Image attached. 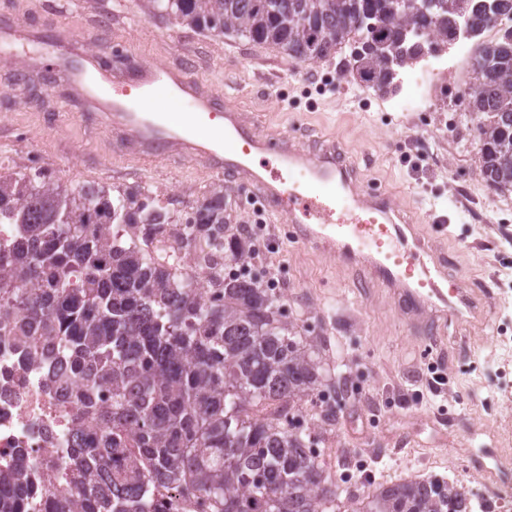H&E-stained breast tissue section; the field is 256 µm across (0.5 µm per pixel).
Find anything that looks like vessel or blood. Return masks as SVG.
<instances>
[{
	"instance_id": "vessel-or-blood-1",
	"label": "vessel or blood",
	"mask_w": 512,
	"mask_h": 512,
	"mask_svg": "<svg viewBox=\"0 0 512 512\" xmlns=\"http://www.w3.org/2000/svg\"><path fill=\"white\" fill-rule=\"evenodd\" d=\"M61 33L49 45L36 39L30 45L53 59L77 92L96 95L126 158L152 169L169 157H188L206 173L249 187L270 219L287 220L295 242L372 269L398 289L404 305L457 318L471 311L462 282L448 279L440 257L424 249L416 226L386 193L360 182L358 164L343 146L265 133L232 97L198 80L188 63L135 60L115 70L99 57L77 55L70 28ZM173 105L183 109L176 122L168 115Z\"/></svg>"
}]
</instances>
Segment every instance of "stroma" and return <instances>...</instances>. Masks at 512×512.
<instances>
[{
	"label": "stroma",
	"instance_id": "obj_1",
	"mask_svg": "<svg viewBox=\"0 0 512 512\" xmlns=\"http://www.w3.org/2000/svg\"><path fill=\"white\" fill-rule=\"evenodd\" d=\"M68 20L91 51L112 45V64L142 60L191 62L197 77L226 90L276 133L333 137L381 190L421 219L429 246L444 248L448 274L461 277L477 303L473 315L440 322L441 354L427 356L406 327L393 289L316 247L279 234L257 261L281 274L289 313L326 339V356L358 390L328 440L325 461L336 470L343 451L370 461L365 491L416 476H480L512 486V192L489 188L478 170V146L466 110L473 84L469 59L449 73L442 93L416 106L417 92L366 91L355 75L338 76L335 60L306 65L269 45L193 32L144 16L135 0H0V25L23 23L57 36ZM20 57H0V172L42 166L70 188L89 181L149 184L192 203L215 175L197 174L176 157L147 170L118 160L94 98L74 96L60 70L31 101L13 80ZM447 216V233L427 221Z\"/></svg>",
	"mask_w": 512,
	"mask_h": 512
}]
</instances>
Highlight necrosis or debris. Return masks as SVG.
Here are the masks:
<instances>
[{"label": "necrosis or debris", "instance_id": "1", "mask_svg": "<svg viewBox=\"0 0 512 512\" xmlns=\"http://www.w3.org/2000/svg\"><path fill=\"white\" fill-rule=\"evenodd\" d=\"M448 78L447 51L432 52L420 67L407 70L403 79L421 97H436ZM17 343L0 336V468L16 455L37 462L40 473L65 467L71 454V433L79 411L73 403L75 388L54 381L52 345H45L44 360L19 361Z\"/></svg>", "mask_w": 512, "mask_h": 512}]
</instances>
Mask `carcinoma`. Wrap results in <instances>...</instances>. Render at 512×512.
<instances>
[{
	"mask_svg": "<svg viewBox=\"0 0 512 512\" xmlns=\"http://www.w3.org/2000/svg\"><path fill=\"white\" fill-rule=\"evenodd\" d=\"M147 17L268 44L305 64L340 56L365 90L394 94L400 70L466 31L512 14V0H137ZM468 112L479 171L512 192V29L481 43ZM238 202L222 183L189 209L145 186L67 189L43 169L0 174V333L35 361L44 342L65 361L86 420L73 458L34 484L24 457L0 469V512H166L173 491L207 512H470L466 487L430 476L371 493L339 487L323 452L346 401L325 340L286 314L257 278L212 281L209 262L255 261ZM184 225L160 257L154 239ZM108 389L112 404L98 406Z\"/></svg>",
	"mask_w": 512,
	"mask_h": 512,
	"instance_id": "cac0c4a2",
	"label": "carcinoma"
}]
</instances>
